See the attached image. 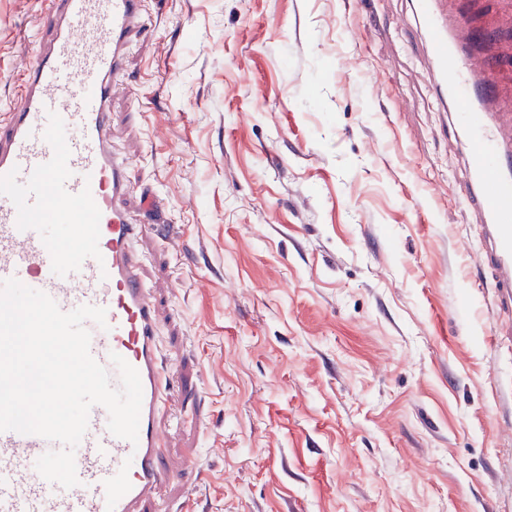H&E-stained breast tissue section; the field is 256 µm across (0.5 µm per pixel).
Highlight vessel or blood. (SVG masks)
<instances>
[{"instance_id": "vessel-or-blood-1", "label": "vessel or blood", "mask_w": 512, "mask_h": 512, "mask_svg": "<svg viewBox=\"0 0 512 512\" xmlns=\"http://www.w3.org/2000/svg\"><path fill=\"white\" fill-rule=\"evenodd\" d=\"M147 0H48L35 53L17 99L0 111V281L14 277L65 312L105 308L86 322L90 353L119 372L111 354L139 373L137 443L115 437L94 406L75 450L77 486L45 480L37 459L54 442L0 432V512H148L176 476L164 463L173 392L158 345L160 303L147 282L148 254L135 212L153 216V195L135 193L129 160L112 147V100L127 93L123 70L146 27ZM440 97L459 127L467 177L458 186L484 236L481 260L494 273L501 306L512 308V116L488 113L490 76L478 68L466 21L452 25L444 0H417ZM81 246L65 254L61 240Z\"/></svg>"}]
</instances>
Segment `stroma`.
I'll use <instances>...</instances> for the list:
<instances>
[{"mask_svg":"<svg viewBox=\"0 0 512 512\" xmlns=\"http://www.w3.org/2000/svg\"><path fill=\"white\" fill-rule=\"evenodd\" d=\"M502 74L512 10L453 0ZM44 0H0V106ZM119 152L177 363L168 461L192 512H512V319L454 187L414 0H148ZM197 459L199 468L182 471Z\"/></svg>","mask_w":512,"mask_h":512,"instance_id":"obj_1","label":"stroma"}]
</instances>
